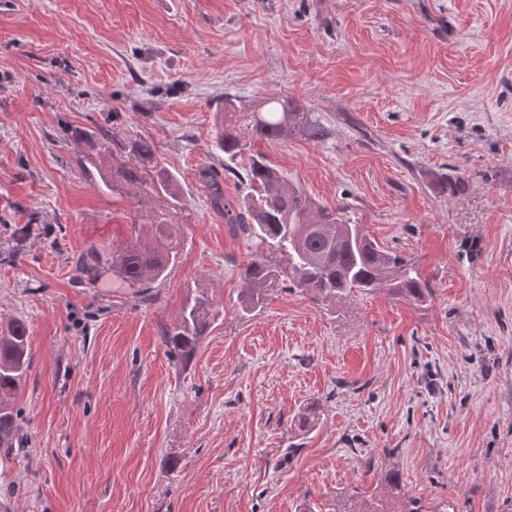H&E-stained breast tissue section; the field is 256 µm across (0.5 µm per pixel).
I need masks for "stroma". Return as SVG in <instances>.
Wrapping results in <instances>:
<instances>
[{
	"instance_id": "stroma-1",
	"label": "stroma",
	"mask_w": 512,
	"mask_h": 512,
	"mask_svg": "<svg viewBox=\"0 0 512 512\" xmlns=\"http://www.w3.org/2000/svg\"><path fill=\"white\" fill-rule=\"evenodd\" d=\"M312 113L226 161L217 106ZM153 141L184 242L149 289L88 281L138 207L72 129ZM261 153L289 184L415 262L433 296L327 308L273 288L267 253L199 180L243 201ZM0 326L23 319L22 440L0 450V512H334L398 470L408 495L512 512V0H0ZM217 316L188 365L162 332L199 296ZM316 409V427L298 420ZM30 224L11 229L7 237L0 236V261L15 260L20 254V244L30 233Z\"/></svg>"
}]
</instances>
